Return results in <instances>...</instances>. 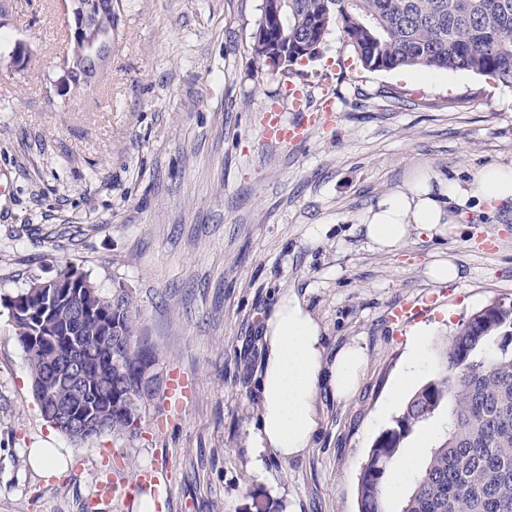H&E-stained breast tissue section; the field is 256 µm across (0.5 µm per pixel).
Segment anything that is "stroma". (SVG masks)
Returning a JSON list of instances; mask_svg holds the SVG:
<instances>
[{
  "mask_svg": "<svg viewBox=\"0 0 512 512\" xmlns=\"http://www.w3.org/2000/svg\"><path fill=\"white\" fill-rule=\"evenodd\" d=\"M261 4L115 0L109 64L91 86L59 93L61 0H11L0 48L21 39L32 55L23 72L0 69V298L68 263L102 293L123 282L165 384L187 380L192 394L175 414L158 392L136 440L72 442L41 416L0 306V512H136L153 487L99 500L97 480L107 470L123 488L152 466L170 471L161 512H358L368 452L408 399L396 386L412 334L391 309L438 297L414 322L430 329L422 382L462 316L512 303L511 200L492 209L454 197V234L416 233L391 254L361 232L382 196L421 176L465 188L482 167L511 164L512 90L468 71H365L337 25L293 78L316 122L302 141H267L268 113L299 115L284 80L255 72ZM441 255L461 280L429 278ZM291 291L328 354L356 341L367 362L348 401L320 389L313 446L285 461L249 437L258 338ZM29 448L67 449L70 465L43 479Z\"/></svg>",
  "mask_w": 512,
  "mask_h": 512,
  "instance_id": "35a3bbf8",
  "label": "stroma"
}]
</instances>
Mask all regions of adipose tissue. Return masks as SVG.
<instances>
[{
  "mask_svg": "<svg viewBox=\"0 0 512 512\" xmlns=\"http://www.w3.org/2000/svg\"><path fill=\"white\" fill-rule=\"evenodd\" d=\"M473 196L485 203L512 198V165L483 167L471 186ZM442 203L432 193L428 178L408 190L388 195L369 211L362 231L378 252L399 251L412 232L432 238L453 234ZM259 390L261 412L253 430L252 447L271 450L281 459L296 457L312 443L317 425L315 398L321 384L343 401L355 392L365 351L356 342L327 355L320 339V324L293 294H283L265 323L260 340Z\"/></svg>",
  "mask_w": 512,
  "mask_h": 512,
  "instance_id": "adipose-tissue-1",
  "label": "adipose tissue"
}]
</instances>
